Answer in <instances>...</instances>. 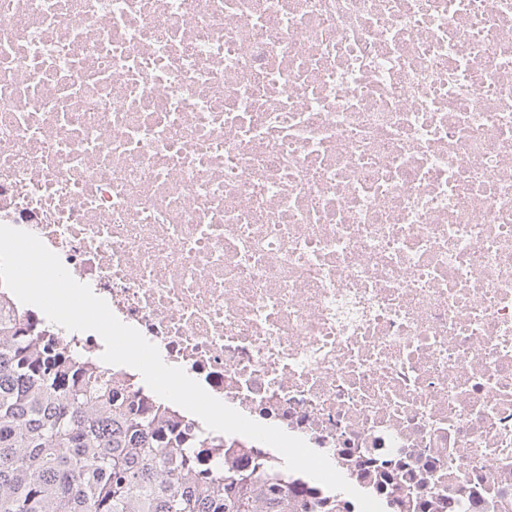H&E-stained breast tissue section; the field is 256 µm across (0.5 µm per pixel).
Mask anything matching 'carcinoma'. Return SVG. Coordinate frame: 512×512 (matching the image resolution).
<instances>
[{
    "mask_svg": "<svg viewBox=\"0 0 512 512\" xmlns=\"http://www.w3.org/2000/svg\"><path fill=\"white\" fill-rule=\"evenodd\" d=\"M41 331L0 317V512H304L258 461L201 475L216 444Z\"/></svg>",
    "mask_w": 512,
    "mask_h": 512,
    "instance_id": "carcinoma-1",
    "label": "carcinoma"
}]
</instances>
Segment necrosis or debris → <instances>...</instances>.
I'll use <instances>...</instances> for the list:
<instances>
[{
	"instance_id": "4bbe7bcc",
	"label": "necrosis or debris",
	"mask_w": 512,
	"mask_h": 512,
	"mask_svg": "<svg viewBox=\"0 0 512 512\" xmlns=\"http://www.w3.org/2000/svg\"><path fill=\"white\" fill-rule=\"evenodd\" d=\"M0 224L384 512H512V0H0Z\"/></svg>"
}]
</instances>
